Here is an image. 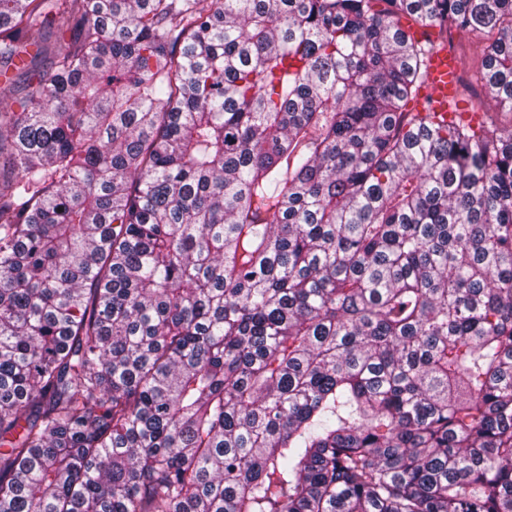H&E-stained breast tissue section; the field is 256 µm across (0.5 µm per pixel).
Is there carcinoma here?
I'll return each instance as SVG.
<instances>
[{
  "mask_svg": "<svg viewBox=\"0 0 512 512\" xmlns=\"http://www.w3.org/2000/svg\"><path fill=\"white\" fill-rule=\"evenodd\" d=\"M452 29L512 112V0H0V512H512V135L412 106Z\"/></svg>",
  "mask_w": 512,
  "mask_h": 512,
  "instance_id": "cac0c4a2",
  "label": "carcinoma"
}]
</instances>
